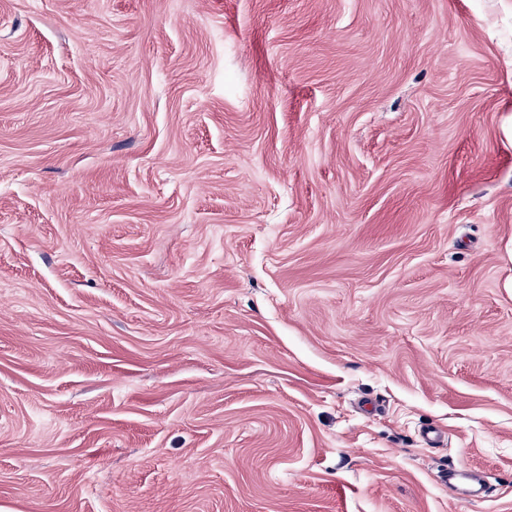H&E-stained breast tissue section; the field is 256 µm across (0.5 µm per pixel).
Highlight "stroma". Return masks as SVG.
<instances>
[{"label": "stroma", "instance_id": "obj_1", "mask_svg": "<svg viewBox=\"0 0 512 512\" xmlns=\"http://www.w3.org/2000/svg\"><path fill=\"white\" fill-rule=\"evenodd\" d=\"M511 122L512 0H0V512H512Z\"/></svg>", "mask_w": 512, "mask_h": 512}]
</instances>
